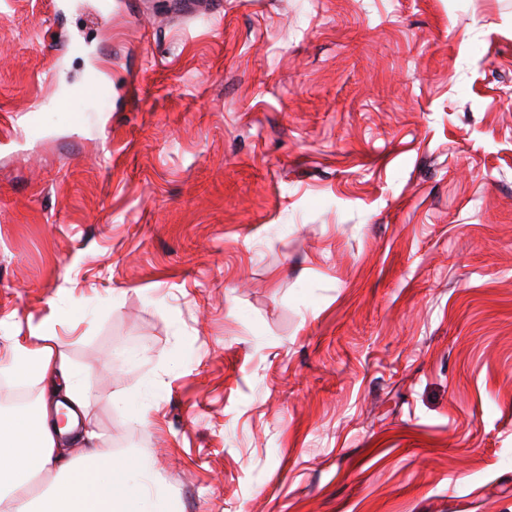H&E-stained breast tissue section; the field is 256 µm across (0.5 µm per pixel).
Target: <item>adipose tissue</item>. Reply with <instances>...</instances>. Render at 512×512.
<instances>
[{
	"instance_id": "ef3b65f1",
	"label": "adipose tissue",
	"mask_w": 512,
	"mask_h": 512,
	"mask_svg": "<svg viewBox=\"0 0 512 512\" xmlns=\"http://www.w3.org/2000/svg\"><path fill=\"white\" fill-rule=\"evenodd\" d=\"M0 374L40 389L32 413L0 419V512H167L137 480L143 459L96 448L100 433L81 423L89 397L52 332L11 337ZM77 444L90 451L75 461Z\"/></svg>"
}]
</instances>
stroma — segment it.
<instances>
[{"instance_id":"1","label":"stroma","mask_w":512,"mask_h":512,"mask_svg":"<svg viewBox=\"0 0 512 512\" xmlns=\"http://www.w3.org/2000/svg\"><path fill=\"white\" fill-rule=\"evenodd\" d=\"M54 2L0 0V353L169 512H512V0Z\"/></svg>"}]
</instances>
